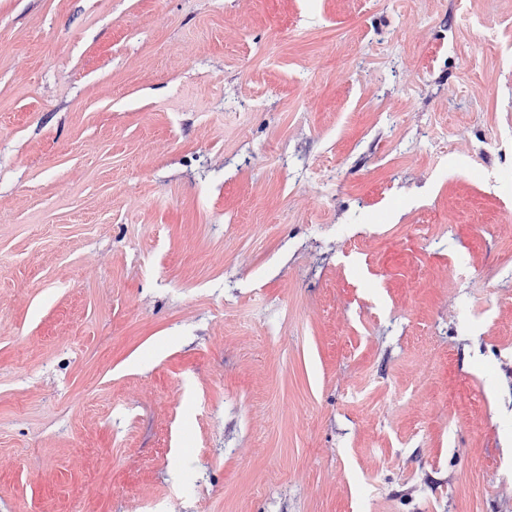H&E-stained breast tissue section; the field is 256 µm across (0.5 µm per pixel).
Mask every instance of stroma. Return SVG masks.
Instances as JSON below:
<instances>
[{"mask_svg":"<svg viewBox=\"0 0 512 512\" xmlns=\"http://www.w3.org/2000/svg\"><path fill=\"white\" fill-rule=\"evenodd\" d=\"M0 512H512V0H0Z\"/></svg>","mask_w":512,"mask_h":512,"instance_id":"stroma-1","label":"stroma"}]
</instances>
